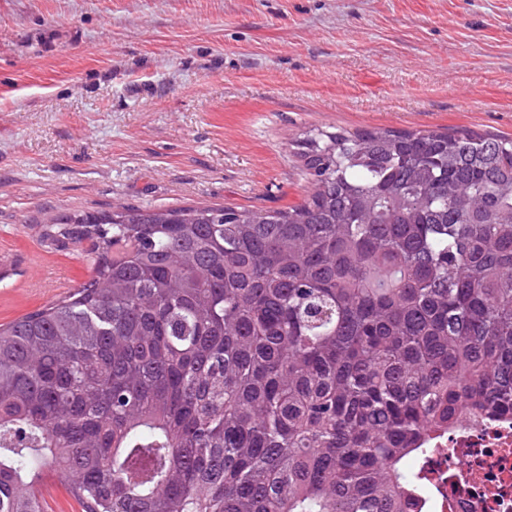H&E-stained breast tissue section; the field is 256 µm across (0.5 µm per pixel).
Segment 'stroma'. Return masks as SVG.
I'll list each match as a JSON object with an SVG mask.
<instances>
[{
	"label": "stroma",
	"mask_w": 512,
	"mask_h": 512,
	"mask_svg": "<svg viewBox=\"0 0 512 512\" xmlns=\"http://www.w3.org/2000/svg\"><path fill=\"white\" fill-rule=\"evenodd\" d=\"M371 127L512 137V0H0V325L93 274L51 218L282 208Z\"/></svg>",
	"instance_id": "35a3bbf8"
}]
</instances>
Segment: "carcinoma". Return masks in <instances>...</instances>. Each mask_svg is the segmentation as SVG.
Wrapping results in <instances>:
<instances>
[{"instance_id": "obj_1", "label": "carcinoma", "mask_w": 512, "mask_h": 512, "mask_svg": "<svg viewBox=\"0 0 512 512\" xmlns=\"http://www.w3.org/2000/svg\"><path fill=\"white\" fill-rule=\"evenodd\" d=\"M304 167L284 208L54 220L93 275L0 328V512L49 478L81 512H414L406 461L512 410V140L320 132Z\"/></svg>"}]
</instances>
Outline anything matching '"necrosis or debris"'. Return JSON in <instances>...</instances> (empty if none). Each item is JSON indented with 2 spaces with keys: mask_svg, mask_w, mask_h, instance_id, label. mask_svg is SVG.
<instances>
[{
  "mask_svg": "<svg viewBox=\"0 0 512 512\" xmlns=\"http://www.w3.org/2000/svg\"><path fill=\"white\" fill-rule=\"evenodd\" d=\"M419 467L420 512H512V415L460 416Z\"/></svg>",
  "mask_w": 512,
  "mask_h": 512,
  "instance_id": "necrosis-or-debris-1",
  "label": "necrosis or debris"
}]
</instances>
